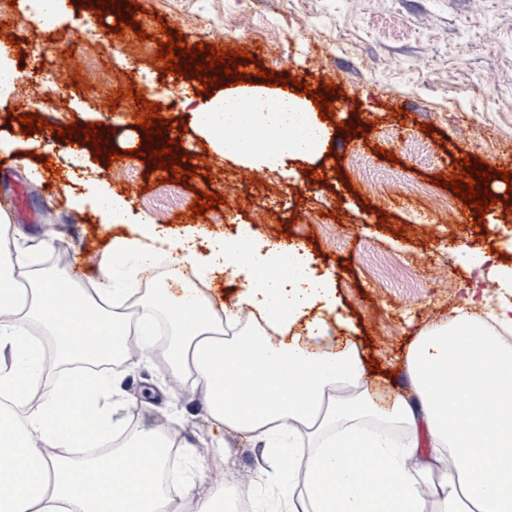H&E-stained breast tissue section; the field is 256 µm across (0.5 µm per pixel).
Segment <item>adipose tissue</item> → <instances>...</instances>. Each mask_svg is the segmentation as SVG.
Listing matches in <instances>:
<instances>
[{
    "label": "adipose tissue",
    "mask_w": 512,
    "mask_h": 512,
    "mask_svg": "<svg viewBox=\"0 0 512 512\" xmlns=\"http://www.w3.org/2000/svg\"><path fill=\"white\" fill-rule=\"evenodd\" d=\"M184 103L214 147L269 168L315 156L330 135L309 103L281 90L239 86ZM230 128L261 136L243 141ZM21 235L0 214V512H169L160 483L169 438L134 433L112 446L115 386L104 364L149 337L131 304L166 316L172 375L203 387L211 417L287 463L271 512H512V343L503 338L512 303L491 310L489 328L459 317L421 332L404 359L413 395L374 429L357 352L317 354L285 338L300 322L323 335L325 323L306 315L334 298L331 276L313 273L298 247L246 252L232 237L201 257L192 239L146 225L113 238L95 287L46 273L24 288ZM160 256L176 273L197 261L207 279L244 272L241 306L215 308L191 286L143 299L137 276ZM248 307L262 326L243 325ZM64 363L70 372L41 388L49 365Z\"/></svg>",
    "instance_id": "1"
}]
</instances>
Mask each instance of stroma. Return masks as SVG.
Here are the masks:
<instances>
[{
    "label": "stroma",
    "mask_w": 512,
    "mask_h": 512,
    "mask_svg": "<svg viewBox=\"0 0 512 512\" xmlns=\"http://www.w3.org/2000/svg\"><path fill=\"white\" fill-rule=\"evenodd\" d=\"M133 28L116 33L117 18L95 25L93 38L78 39L88 9L67 0L70 14L58 21L65 38L46 41L23 4L0 0V21L18 40L13 61L24 62V79L59 66L63 79L37 111L47 129L27 135L19 122L30 113L23 97L0 105V199L22 196L24 210L8 217L24 232L33 258L24 281L49 270L79 288L100 277L99 257L113 236L130 235L132 224H158L172 239L194 236L198 252L209 240L234 236L248 227L256 242L301 245L317 273H330L336 307L326 319L331 333L307 339L313 352L356 347L363 361L379 363L367 395L378 413L410 397L403 359L427 327L459 314L485 317L501 299L498 267L512 266V213L503 198L512 187L491 179L499 201L481 226L452 189L433 184L455 160L471 157L483 167L512 173V0H137ZM224 29L227 49L253 53L244 64L256 87L266 79L256 70L293 77L320 91L334 85L335 108L326 124L329 149L311 161L288 160L277 169L256 168L224 155L193 128L190 112L170 107L169 76L157 60L155 35L167 26L185 45L209 43L202 27ZM146 32V39L135 36ZM108 70L112 82L92 88L89 67ZM135 87L169 120L170 139L200 175L186 183L164 182V170L135 156L143 132L134 113L111 109L116 93ZM358 116L367 132L346 138L340 123ZM102 124L113 131L120 157L94 160L89 145L66 142L56 128ZM433 133H426V126ZM47 146L51 166L30 156L28 140ZM316 179H307L309 171ZM105 181L129 203L132 221L105 227L87 198L85 184ZM388 184L372 193L369 182ZM223 196L221 206L191 217L197 193ZM452 204L453 215L435 210L434 200ZM389 215L380 224L379 212ZM290 222L282 231V222ZM486 262L472 273L471 250ZM350 269H343V262ZM167 362L149 355L122 361L112 375L123 396L112 410L116 427L137 432L163 429L176 446L191 445L197 467L192 483L180 486L181 499L203 495L217 474L233 478L224 490L232 505L240 485L269 486L275 468L261 444L230 432L211 419L202 388L174 390Z\"/></svg>",
    "instance_id": "stroma-1"
}]
</instances>
